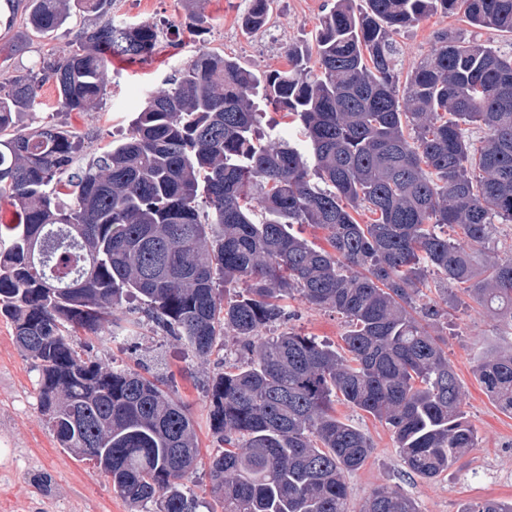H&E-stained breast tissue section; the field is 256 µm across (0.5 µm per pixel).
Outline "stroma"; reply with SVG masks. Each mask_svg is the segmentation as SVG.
I'll return each instance as SVG.
<instances>
[{"label": "stroma", "mask_w": 512, "mask_h": 512, "mask_svg": "<svg viewBox=\"0 0 512 512\" xmlns=\"http://www.w3.org/2000/svg\"><path fill=\"white\" fill-rule=\"evenodd\" d=\"M334 3L273 0L266 23L249 29L243 18L250 0H112L110 16L157 27L160 38L154 54L144 61H114L106 77L107 92L94 111H60L56 88L48 82L40 91L38 110L20 116L18 122L34 126L45 118L76 128L88 143L78 160L79 165H86L126 133L146 94L160 87L198 49L234 59L248 69L287 68L288 48H313L319 22ZM96 21L95 15L76 13L50 35L35 37L24 14H17L11 28L0 27V82L38 65L49 54L68 51L79 30ZM441 31L478 39L512 55V34L476 29L463 13L439 11L397 34L401 73H410ZM286 304L293 315L291 327L341 345L348 324L340 314L312 308L296 294ZM442 335L464 392L463 409L478 437L476 447L437 479H423L405 467L384 424L363 411L337 404V416L361 429L373 444L366 463L347 476L352 512H358L382 486L400 488L415 501L419 512H461L465 505L487 499H512V415L499 411L474 374L479 353L512 348V327L486 314L461 292L448 305V326ZM109 336L105 326L97 334L82 336L81 341L114 366L149 369L163 378L166 390L188 404L200 446L194 489L204 492L210 458L218 448L210 430L206 385L224 370L221 354L193 356L181 342L158 335L147 323L136 328L130 342H113ZM37 379L32 361L13 340L10 323L0 317V451L26 448L41 459L35 468L18 463L12 479L0 483V512H128L126 503L113 492L109 477L90 461L61 448L40 412Z\"/></svg>", "instance_id": "stroma-1"}]
</instances>
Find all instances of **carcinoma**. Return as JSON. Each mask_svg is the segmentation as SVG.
<instances>
[{
  "mask_svg": "<svg viewBox=\"0 0 512 512\" xmlns=\"http://www.w3.org/2000/svg\"><path fill=\"white\" fill-rule=\"evenodd\" d=\"M272 0H250L246 24ZM335 0L315 50L255 73L200 49L150 93L126 135L73 168L85 136L42 123L11 131L51 81L65 112H90L112 60L152 56L150 25L107 17L111 0H0V25L24 9L45 36L73 11L104 17L75 44L0 84V193L22 214L0 224V316L38 371L40 412L61 447L112 476L115 493L152 512H351L345 474L373 452L336 400L393 433L408 470L434 479L478 438L435 329L418 303L428 277L512 324V258L491 246L512 224V56L436 35L406 77L395 35L441 10L512 33V0ZM261 95L301 139L262 131ZM470 125L485 131L476 146ZM375 215L361 224L362 211ZM312 224L329 249L289 232ZM347 319L337 348L287 327V294ZM197 356L230 351L209 386L219 449L209 497L186 481L198 442L187 406L163 381L97 360L74 340L103 323L125 341L123 305ZM282 328L274 336L265 330ZM475 376L512 414V350L478 357ZM360 512H418L378 488ZM461 512H512L487 499Z\"/></svg>",
  "mask_w": 512,
  "mask_h": 512,
  "instance_id": "carcinoma-1",
  "label": "carcinoma"
}]
</instances>
